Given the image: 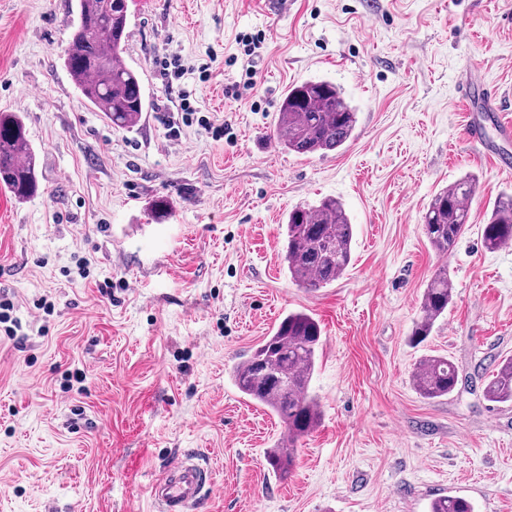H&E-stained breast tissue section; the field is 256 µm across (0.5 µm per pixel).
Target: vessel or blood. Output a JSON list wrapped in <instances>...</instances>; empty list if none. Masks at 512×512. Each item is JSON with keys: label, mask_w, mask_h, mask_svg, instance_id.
<instances>
[{"label": "vessel or blood", "mask_w": 512, "mask_h": 512, "mask_svg": "<svg viewBox=\"0 0 512 512\" xmlns=\"http://www.w3.org/2000/svg\"><path fill=\"white\" fill-rule=\"evenodd\" d=\"M458 92L466 105H478L485 112L500 109L496 88L477 83L474 74L464 73ZM213 481L209 465L199 463L196 454L187 453L166 468L163 476L151 487V496L158 512H198L206 487Z\"/></svg>", "instance_id": "obj_1"}]
</instances>
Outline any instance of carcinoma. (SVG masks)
<instances>
[{
    "instance_id": "1",
    "label": "carcinoma",
    "mask_w": 512,
    "mask_h": 512,
    "mask_svg": "<svg viewBox=\"0 0 512 512\" xmlns=\"http://www.w3.org/2000/svg\"><path fill=\"white\" fill-rule=\"evenodd\" d=\"M77 10L78 21L64 51V66L86 105L103 113L115 128H133L146 108L147 96L139 73L121 63L128 0H77ZM279 112L277 143L301 155L340 148L352 137L357 124V112L341 89L324 79L289 86ZM0 184L19 199L39 188L35 152L21 117L14 112H0ZM476 189L475 180L464 178L431 199L422 226L437 254L448 255L465 233L468 202ZM353 236V224L334 198L292 208L286 218L283 256L291 279L310 289L335 282L351 263ZM482 238L488 250L512 242V193L498 198ZM452 291L448 270L443 267L424 291L413 341L422 342L431 334L448 311ZM322 335L321 324L312 315L290 312L232 370L237 389L277 414L288 428V443L267 455L268 464L281 477L296 466L294 442L313 431L320 420L319 403L309 387L323 346ZM457 381L454 363L441 356L423 361L413 375L415 389L426 399L450 394ZM485 395L492 402H512V359L500 365ZM430 512H473V507L463 497L441 496L432 501Z\"/></svg>"
}]
</instances>
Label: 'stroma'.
Segmentation results:
<instances>
[{
    "label": "stroma",
    "instance_id": "stroma-1",
    "mask_svg": "<svg viewBox=\"0 0 512 512\" xmlns=\"http://www.w3.org/2000/svg\"><path fill=\"white\" fill-rule=\"evenodd\" d=\"M75 3L0 0V112L22 117L39 176L0 222V301L18 323L0 328V512H156L152 482L189 449L216 473L200 512H428L447 495L512 512V402L484 393L512 358V247L482 242L512 169L469 140L457 93L473 70L512 115V0H129L123 59L148 93L129 130L63 65ZM260 31L257 85L228 98L244 71L226 60ZM164 53L223 138L197 124L169 138ZM317 78L356 106V129L338 150L288 152L282 96ZM468 174L471 222L442 257L422 216ZM324 197L350 216L352 262L310 290L286 271L283 224ZM442 265L448 312L411 345ZM291 311L323 327L321 421L284 480L266 453L288 431L231 369ZM429 356L457 368L448 396L413 386Z\"/></svg>",
    "mask_w": 512,
    "mask_h": 512
}]
</instances>
